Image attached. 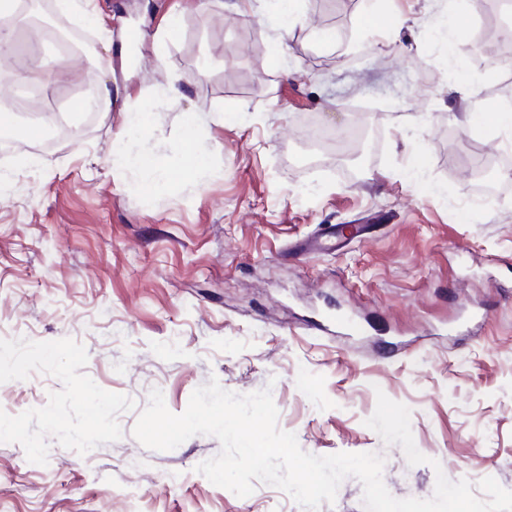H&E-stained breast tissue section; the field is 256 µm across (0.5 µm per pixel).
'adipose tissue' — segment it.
Here are the masks:
<instances>
[{"label":"adipose tissue","instance_id":"adipose-tissue-1","mask_svg":"<svg viewBox=\"0 0 512 512\" xmlns=\"http://www.w3.org/2000/svg\"><path fill=\"white\" fill-rule=\"evenodd\" d=\"M303 21L304 14L299 0H279L277 11L267 16V24L276 32L269 44V55L276 65H283L286 60L288 46L284 40L285 34ZM150 109L146 101L128 106L123 114L122 130L112 141L114 162L128 166L142 175L141 191L148 197L153 195L159 182L173 180L177 175L186 181L198 180L205 176L210 166L207 151L198 144V123L191 113L185 116L182 132L191 153L182 171H175L167 156L140 149V142L150 131Z\"/></svg>","mask_w":512,"mask_h":512}]
</instances>
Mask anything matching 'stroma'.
<instances>
[{
  "label": "stroma",
  "instance_id": "35a3bbf8",
  "mask_svg": "<svg viewBox=\"0 0 512 512\" xmlns=\"http://www.w3.org/2000/svg\"><path fill=\"white\" fill-rule=\"evenodd\" d=\"M381 6L303 0L279 67L274 30L234 0H89L111 109L0 155V352L22 358L0 371V512H304L260 481L245 498L211 484L196 467L220 453L213 436L170 451L134 437L152 390L180 414L213 378L270 388L307 453L380 454L395 498H431L440 472L512 490V189L478 199L470 159L507 149L461 125L495 108L465 87L493 68L473 36L512 13L400 0L399 35L380 39L362 18ZM451 8L465 21L449 51L436 23ZM173 11L181 31L159 45ZM19 24L0 90L29 66L25 26L82 29L39 7ZM130 27L141 45L124 52ZM42 51L59 101L79 96L89 65L49 39ZM136 99L152 102L142 148L176 168L183 117L198 116L205 177L142 194L112 159ZM237 102L247 120L220 122ZM381 393L409 408L426 463L366 427Z\"/></svg>",
  "mask_w": 512,
  "mask_h": 512
}]
</instances>
